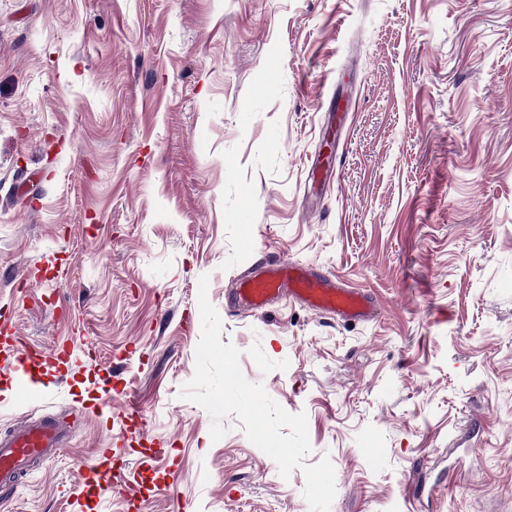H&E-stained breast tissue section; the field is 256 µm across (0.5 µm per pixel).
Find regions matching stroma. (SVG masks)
Segmentation results:
<instances>
[{
	"instance_id": "obj_1",
	"label": "stroma",
	"mask_w": 512,
	"mask_h": 512,
	"mask_svg": "<svg viewBox=\"0 0 512 512\" xmlns=\"http://www.w3.org/2000/svg\"><path fill=\"white\" fill-rule=\"evenodd\" d=\"M272 256L377 317L237 310ZM204 276L245 378L306 412L330 512L512 506V0H0V437L75 424L0 512H310L181 397ZM63 342L18 401V350ZM106 447L131 495L97 490Z\"/></svg>"
}]
</instances>
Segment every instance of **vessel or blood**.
Instances as JSON below:
<instances>
[{
  "label": "vessel or blood",
  "instance_id": "vessel-or-blood-1",
  "mask_svg": "<svg viewBox=\"0 0 512 512\" xmlns=\"http://www.w3.org/2000/svg\"><path fill=\"white\" fill-rule=\"evenodd\" d=\"M290 297L318 313L335 315L343 321H363L375 313L373 301L364 293L348 288L335 277L318 273L285 259H278L241 279L234 296L237 305L261 309L275 299ZM64 345L39 354L24 353L18 361L25 383L19 388L20 399L40 398L41 392L34 377L41 370L58 362ZM66 426L57 419L16 428L9 436L0 438V486H11L34 460L54 458L63 448Z\"/></svg>",
  "mask_w": 512,
  "mask_h": 512
}]
</instances>
